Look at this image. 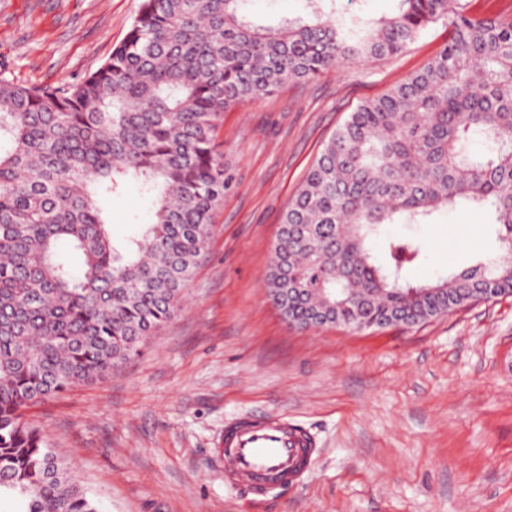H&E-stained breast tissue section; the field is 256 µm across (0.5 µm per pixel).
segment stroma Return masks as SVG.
<instances>
[{
    "mask_svg": "<svg viewBox=\"0 0 512 512\" xmlns=\"http://www.w3.org/2000/svg\"><path fill=\"white\" fill-rule=\"evenodd\" d=\"M140 0H0V74L59 88L99 68ZM305 0H249L261 25L306 17ZM430 25L399 56L291 81L229 106L216 144L232 184L178 309L103 379L30 406L101 512H512V296L413 327L300 329L266 296L280 217L322 143L356 104L385 94L448 41ZM104 207L116 241L151 218L136 184ZM435 279L499 251L490 216L452 210L395 224ZM257 414L315 441L300 483L254 496L224 479V426Z\"/></svg>",
    "mask_w": 512,
    "mask_h": 512,
    "instance_id": "35a3bbf8",
    "label": "stroma"
}]
</instances>
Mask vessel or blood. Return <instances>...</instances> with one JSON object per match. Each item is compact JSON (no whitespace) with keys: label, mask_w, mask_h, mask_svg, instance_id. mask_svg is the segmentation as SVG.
Wrapping results in <instances>:
<instances>
[{"label":"vessel or blood","mask_w":512,"mask_h":512,"mask_svg":"<svg viewBox=\"0 0 512 512\" xmlns=\"http://www.w3.org/2000/svg\"><path fill=\"white\" fill-rule=\"evenodd\" d=\"M314 442L298 424L283 418L255 417L224 429V479L257 495L276 485L300 482Z\"/></svg>","instance_id":"b4317fda"}]
</instances>
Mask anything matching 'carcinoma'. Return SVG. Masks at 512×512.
Segmentation results:
<instances>
[{
	"instance_id": "obj_1",
	"label": "carcinoma",
	"mask_w": 512,
	"mask_h": 512,
	"mask_svg": "<svg viewBox=\"0 0 512 512\" xmlns=\"http://www.w3.org/2000/svg\"><path fill=\"white\" fill-rule=\"evenodd\" d=\"M247 0H141L108 60L63 88L0 76V498L16 512H99L24 411L101 379L174 315L229 179L215 134L232 104L344 64L401 54L430 25L451 35L422 69L362 101L325 142L282 214L266 288L305 292L351 329L419 324L512 295V19L467 0H400L376 23L312 11L256 26ZM130 183L151 222L114 245L102 205ZM492 215L501 254L425 284V258L388 224ZM384 242V260L374 252Z\"/></svg>"
}]
</instances>
